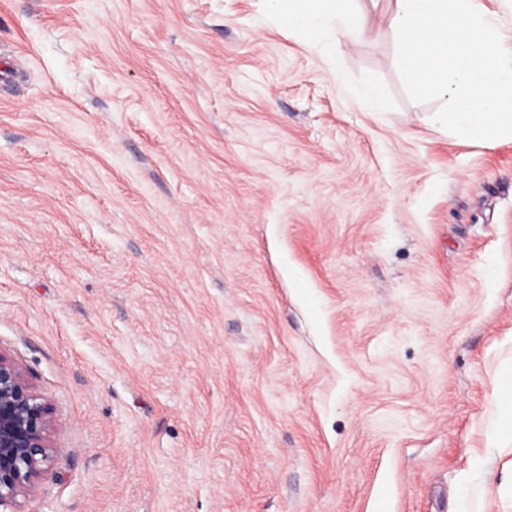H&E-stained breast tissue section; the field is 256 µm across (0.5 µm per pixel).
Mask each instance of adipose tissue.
Instances as JSON below:
<instances>
[{
    "instance_id": "adipose-tissue-1",
    "label": "adipose tissue",
    "mask_w": 512,
    "mask_h": 512,
    "mask_svg": "<svg viewBox=\"0 0 512 512\" xmlns=\"http://www.w3.org/2000/svg\"><path fill=\"white\" fill-rule=\"evenodd\" d=\"M290 5L294 20L310 29L332 25L337 34L350 41L372 35L362 23L353 22L351 0H290Z\"/></svg>"
}]
</instances>
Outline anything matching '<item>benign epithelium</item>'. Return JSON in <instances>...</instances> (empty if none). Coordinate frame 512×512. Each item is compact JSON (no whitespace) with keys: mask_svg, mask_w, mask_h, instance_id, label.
Wrapping results in <instances>:
<instances>
[{"mask_svg":"<svg viewBox=\"0 0 512 512\" xmlns=\"http://www.w3.org/2000/svg\"><path fill=\"white\" fill-rule=\"evenodd\" d=\"M48 399L0 350V512H26L57 452Z\"/></svg>","mask_w":512,"mask_h":512,"instance_id":"7a95c632","label":"benign epithelium"}]
</instances>
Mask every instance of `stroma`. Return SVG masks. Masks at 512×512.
<instances>
[{"label":"stroma","instance_id":"stroma-1","mask_svg":"<svg viewBox=\"0 0 512 512\" xmlns=\"http://www.w3.org/2000/svg\"><path fill=\"white\" fill-rule=\"evenodd\" d=\"M352 7L375 37L0 0V350L57 424L27 512H512V140L433 125L391 0Z\"/></svg>","mask_w":512,"mask_h":512}]
</instances>
